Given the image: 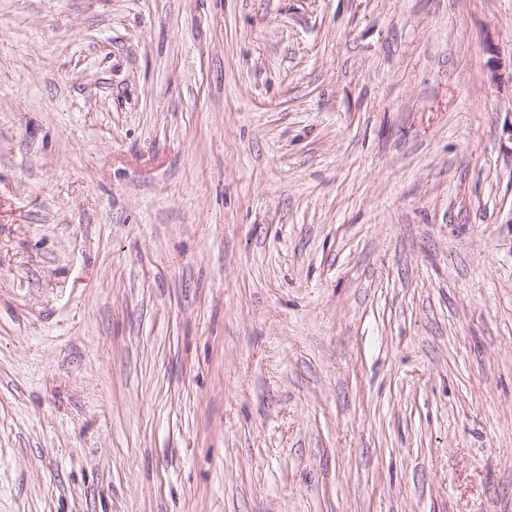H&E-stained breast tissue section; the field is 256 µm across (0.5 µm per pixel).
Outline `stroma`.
<instances>
[{"label": "stroma", "instance_id": "35a3bbf8", "mask_svg": "<svg viewBox=\"0 0 512 512\" xmlns=\"http://www.w3.org/2000/svg\"><path fill=\"white\" fill-rule=\"evenodd\" d=\"M512 0H0V512H512Z\"/></svg>", "mask_w": 512, "mask_h": 512}]
</instances>
